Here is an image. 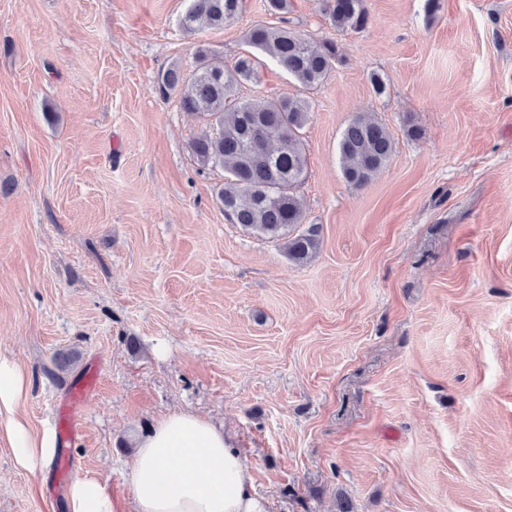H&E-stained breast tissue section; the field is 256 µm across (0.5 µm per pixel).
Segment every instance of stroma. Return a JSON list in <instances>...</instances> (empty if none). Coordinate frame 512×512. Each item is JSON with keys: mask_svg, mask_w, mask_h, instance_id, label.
I'll return each mask as SVG.
<instances>
[{"mask_svg": "<svg viewBox=\"0 0 512 512\" xmlns=\"http://www.w3.org/2000/svg\"><path fill=\"white\" fill-rule=\"evenodd\" d=\"M187 5L0 0V359L29 378L21 419L50 430L97 363L70 454L115 512L136 440L177 411L231 435L266 512H512V0H366L343 33L323 0H244L190 35ZM257 23L338 50L303 129V265L225 219L201 122L155 90L202 44L232 66ZM299 92L270 60L243 90ZM356 112L394 141L362 188L338 151ZM60 505L0 425V512Z\"/></svg>", "mask_w": 512, "mask_h": 512, "instance_id": "stroma-1", "label": "stroma"}]
</instances>
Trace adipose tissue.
I'll use <instances>...</instances> for the list:
<instances>
[{"label":"adipose tissue","mask_w":512,"mask_h":512,"mask_svg":"<svg viewBox=\"0 0 512 512\" xmlns=\"http://www.w3.org/2000/svg\"><path fill=\"white\" fill-rule=\"evenodd\" d=\"M21 367L0 360V420L18 467L37 471L54 455L48 435L36 434L17 416L27 394ZM134 512H265L253 493L249 470L230 436L202 417L171 414L139 439L133 456ZM63 512H112L99 477L75 479Z\"/></svg>","instance_id":"ef3b65f1"}]
</instances>
